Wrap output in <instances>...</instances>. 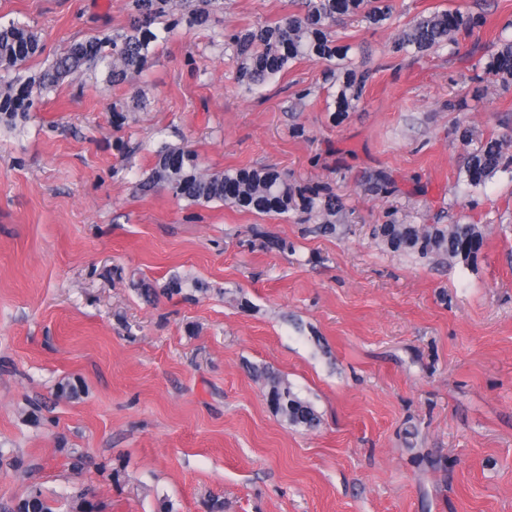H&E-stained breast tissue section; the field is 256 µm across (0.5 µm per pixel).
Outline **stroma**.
Listing matches in <instances>:
<instances>
[{
    "label": "stroma",
    "mask_w": 512,
    "mask_h": 512,
    "mask_svg": "<svg viewBox=\"0 0 512 512\" xmlns=\"http://www.w3.org/2000/svg\"><path fill=\"white\" fill-rule=\"evenodd\" d=\"M395 4L388 25L335 28L370 76L340 119L328 63L251 93L234 79L225 32L302 0H212L209 26L155 25L133 82L92 65L0 122V508L35 484L59 512L83 491L99 512H512V172L468 186L457 131L512 155V90L483 72L512 0ZM456 8L485 22L455 51L390 52L414 18ZM130 16L131 0H0V25L44 48L28 75ZM164 145L332 189L345 218L327 232L299 210L142 193ZM390 216L476 224L484 244L467 263L396 252L376 233ZM264 367L315 428L274 412Z\"/></svg>",
    "instance_id": "stroma-1"
}]
</instances>
